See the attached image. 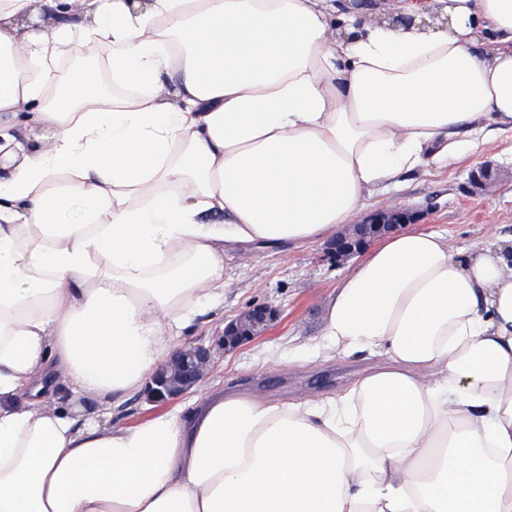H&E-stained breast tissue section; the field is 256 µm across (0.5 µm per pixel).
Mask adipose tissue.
<instances>
[{
    "instance_id": "adipose-tissue-1",
    "label": "adipose tissue",
    "mask_w": 512,
    "mask_h": 512,
    "mask_svg": "<svg viewBox=\"0 0 512 512\" xmlns=\"http://www.w3.org/2000/svg\"><path fill=\"white\" fill-rule=\"evenodd\" d=\"M395 8L0 0V512H512V236L369 249L324 348L389 363L342 396L215 388L119 429L48 401L138 390L223 292L225 244L325 238L365 189L512 130V0ZM101 39L133 94L57 73Z\"/></svg>"
}]
</instances>
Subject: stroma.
I'll return each instance as SVG.
<instances>
[{"label":"stroma","mask_w":512,"mask_h":512,"mask_svg":"<svg viewBox=\"0 0 512 512\" xmlns=\"http://www.w3.org/2000/svg\"><path fill=\"white\" fill-rule=\"evenodd\" d=\"M483 162L512 169L511 131L491 133L480 158H465L450 166L431 162L404 174L399 184L376 187L364 194L361 212L414 207L421 213L420 227L448 235L458 247L511 235L512 179H503L490 193H472L470 172ZM327 245L324 239L286 249L226 245L223 296L206 300L200 315L171 337V348L214 343L225 323L251 306L265 304L278 312L269 335L217 354L208 384L244 382L279 403L338 394L356 374L377 364L378 358L364 353L324 362L314 357L327 297L351 269L350 262H336ZM195 398L190 392L160 407L139 390L108 406L75 396L64 407L81 423L91 418L112 427H130L163 410L190 408Z\"/></svg>","instance_id":"35a3bbf8"}]
</instances>
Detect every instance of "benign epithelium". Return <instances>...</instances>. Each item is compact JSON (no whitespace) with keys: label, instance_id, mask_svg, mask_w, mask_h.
<instances>
[{"label":"benign epithelium","instance_id":"benign-epithelium-1","mask_svg":"<svg viewBox=\"0 0 512 512\" xmlns=\"http://www.w3.org/2000/svg\"><path fill=\"white\" fill-rule=\"evenodd\" d=\"M503 176L504 171L489 164L479 166L470 173L472 192L476 195L489 193ZM417 219V211L410 207L375 210L336 235L329 244L330 253L338 262L347 261L371 242L414 224ZM275 319V309L268 305H255L224 326L217 345L197 344L175 349L146 382L147 398L158 405L177 400L208 376L219 352L234 350L268 335Z\"/></svg>","mask_w":512,"mask_h":512}]
</instances>
